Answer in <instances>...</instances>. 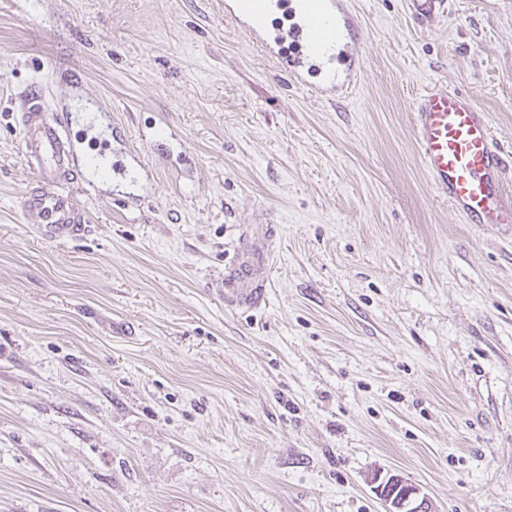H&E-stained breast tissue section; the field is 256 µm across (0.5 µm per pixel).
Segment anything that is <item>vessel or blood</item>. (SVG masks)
Here are the masks:
<instances>
[{
    "label": "vessel or blood",
    "mask_w": 512,
    "mask_h": 512,
    "mask_svg": "<svg viewBox=\"0 0 512 512\" xmlns=\"http://www.w3.org/2000/svg\"><path fill=\"white\" fill-rule=\"evenodd\" d=\"M406 4L416 23L427 26L444 13L447 0ZM228 10L271 58L289 56L288 76L295 85H305L313 67L321 76L316 91L325 99L357 84L362 61L354 48L360 27L347 0H231ZM16 119L26 163L36 176L22 202L26 223L54 242L83 236L88 218L73 186L77 150L67 114L33 87L21 97ZM412 125L437 197L472 222L512 223V199L502 192V158L486 113L470 95L448 89L421 93L413 103ZM267 263L256 253L230 270L227 280L242 303H260L265 291L237 287V280L262 278Z\"/></svg>",
    "instance_id": "vessel-or-blood-1"
}]
</instances>
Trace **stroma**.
Masks as SVG:
<instances>
[{
	"mask_svg": "<svg viewBox=\"0 0 512 512\" xmlns=\"http://www.w3.org/2000/svg\"><path fill=\"white\" fill-rule=\"evenodd\" d=\"M349 2L362 72L329 101L224 0H0V512H384L379 471L512 512V224L437 197L412 127L461 90L512 156V0ZM33 86L79 161L138 174L61 245L21 210ZM258 250V308L211 293ZM405 3L417 24L428 26L445 11L446 0H406Z\"/></svg>",
	"mask_w": 512,
	"mask_h": 512,
	"instance_id": "obj_1",
	"label": "stroma"
}]
</instances>
